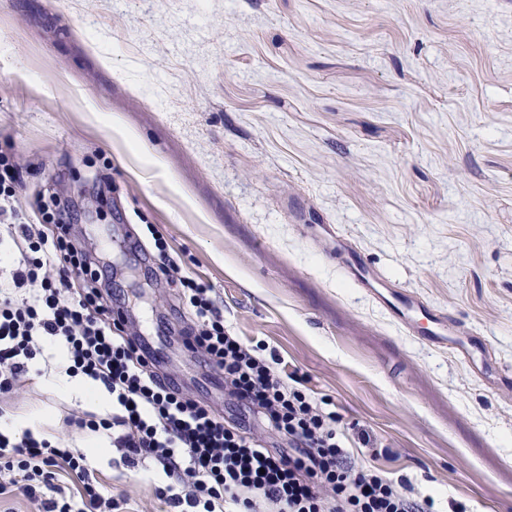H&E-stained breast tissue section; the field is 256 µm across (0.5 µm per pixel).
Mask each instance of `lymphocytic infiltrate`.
Returning <instances> with one entry per match:
<instances>
[{
    "label": "lymphocytic infiltrate",
    "mask_w": 512,
    "mask_h": 512,
    "mask_svg": "<svg viewBox=\"0 0 512 512\" xmlns=\"http://www.w3.org/2000/svg\"><path fill=\"white\" fill-rule=\"evenodd\" d=\"M23 166L0 151V397L18 391L45 340L62 343L69 373L112 397V412L73 411L81 431H108L127 466H148L170 512H429L432 499L375 466L377 442L349 433L333 402L316 396L277 351L224 323L212 284L192 276L155 237L154 277L173 285L177 334L224 386L216 411L159 367L141 336L102 296L112 272L92 275L70 238L81 208L64 192L24 207ZM79 484L68 495L60 472ZM23 495L40 512H123L126 496H103L86 454L31 432L0 433V499Z\"/></svg>",
    "instance_id": "f902f5d3"
}]
</instances>
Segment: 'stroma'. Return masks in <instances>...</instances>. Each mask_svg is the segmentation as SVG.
I'll use <instances>...</instances> for the list:
<instances>
[{
	"instance_id": "1",
	"label": "stroma",
	"mask_w": 512,
	"mask_h": 512,
	"mask_svg": "<svg viewBox=\"0 0 512 512\" xmlns=\"http://www.w3.org/2000/svg\"><path fill=\"white\" fill-rule=\"evenodd\" d=\"M0 150L28 191L83 197L72 237L197 399L224 391L164 333L151 224L226 326L373 431L387 477L431 512H512V0H0ZM356 254L413 325L346 280ZM61 371L34 364L6 418L52 438L111 412ZM90 464L162 512L158 476L110 447Z\"/></svg>"
}]
</instances>
